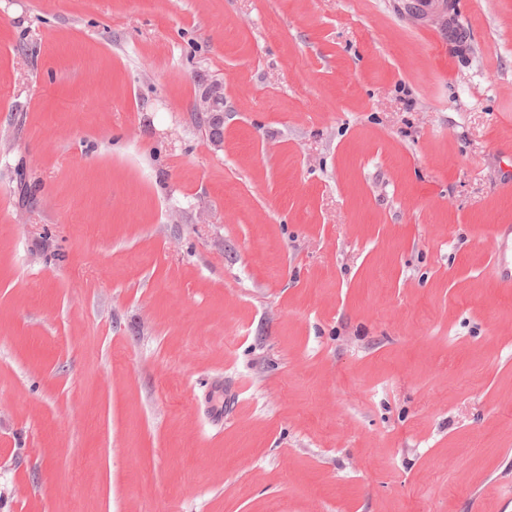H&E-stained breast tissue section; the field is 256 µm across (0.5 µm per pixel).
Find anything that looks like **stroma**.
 Listing matches in <instances>:
<instances>
[{
  "mask_svg": "<svg viewBox=\"0 0 512 512\" xmlns=\"http://www.w3.org/2000/svg\"><path fill=\"white\" fill-rule=\"evenodd\" d=\"M413 3L0 0V512H512V0ZM194 110L205 118L211 141L219 145L224 137V84L212 80L203 85L196 97ZM493 240L499 252L498 276L508 287L512 285V226L504 224L498 226L493 233ZM509 242L511 246L509 247ZM510 249V259L508 250Z\"/></svg>",
  "mask_w": 512,
  "mask_h": 512,
  "instance_id": "1",
  "label": "stroma"
}]
</instances>
